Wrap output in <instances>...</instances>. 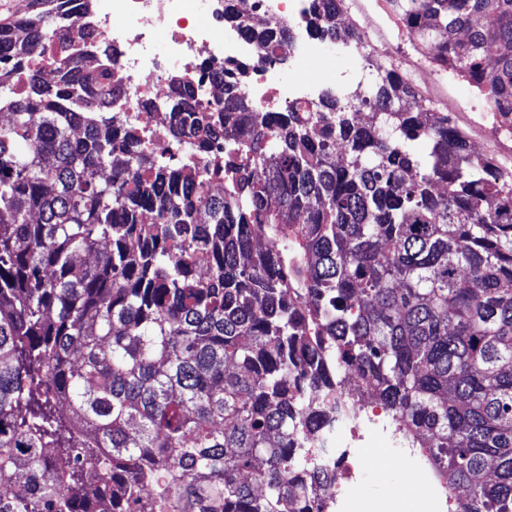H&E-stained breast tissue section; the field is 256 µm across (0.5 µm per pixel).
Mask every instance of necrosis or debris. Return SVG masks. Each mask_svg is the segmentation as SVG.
Here are the masks:
<instances>
[{
    "label": "necrosis or debris",
    "mask_w": 512,
    "mask_h": 512,
    "mask_svg": "<svg viewBox=\"0 0 512 512\" xmlns=\"http://www.w3.org/2000/svg\"><path fill=\"white\" fill-rule=\"evenodd\" d=\"M379 0H349L346 12L359 44L387 51L384 27L374 18ZM241 0H93L91 45L112 48V66L119 82L116 108L137 125L146 150H175L171 134L175 114L158 110L169 95L173 75H186L208 100L223 99L232 91L253 112H285L305 106L323 83H335L332 50L318 38L296 36L287 47L257 44L229 21L241 11ZM253 13L273 28L300 25L309 0H250ZM302 57L305 77L285 78L280 58ZM377 416L366 417L363 430L334 434L313 448L312 456L332 483L330 512H371V505L353 493L350 481L363 455L367 434L377 432ZM390 503H408L409 512H446L448 500L427 476L417 485H396Z\"/></svg>",
    "instance_id": "obj_1"
}]
</instances>
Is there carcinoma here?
<instances>
[{"instance_id":"cac0c4a2","label":"carcinoma","mask_w":512,"mask_h":512,"mask_svg":"<svg viewBox=\"0 0 512 512\" xmlns=\"http://www.w3.org/2000/svg\"><path fill=\"white\" fill-rule=\"evenodd\" d=\"M71 2L0 24V512H327L310 448L372 398L450 512H512V179L391 69L310 112L174 77L224 166L148 152ZM390 2L512 119V0Z\"/></svg>"}]
</instances>
